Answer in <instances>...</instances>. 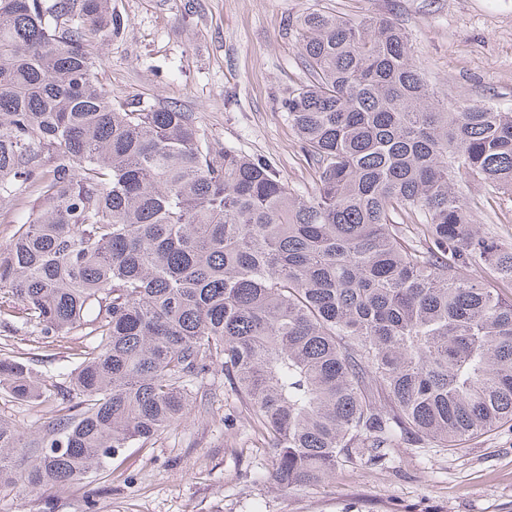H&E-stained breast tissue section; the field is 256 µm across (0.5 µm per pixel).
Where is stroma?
Masks as SVG:
<instances>
[{
    "label": "stroma",
    "mask_w": 512,
    "mask_h": 512,
    "mask_svg": "<svg viewBox=\"0 0 512 512\" xmlns=\"http://www.w3.org/2000/svg\"><path fill=\"white\" fill-rule=\"evenodd\" d=\"M119 35L99 40L98 79L113 99L174 105L224 147L272 164L312 191L282 100L306 82L297 22L315 10L389 16L442 96L512 109V0H112ZM72 338L0 326V356L31 354L58 376ZM213 398L151 443L133 444L67 489L21 496L0 512H512V422L451 452L400 448L378 466L341 462L333 479L282 493L246 406L214 368Z\"/></svg>",
    "instance_id": "35a3bbf8"
}]
</instances>
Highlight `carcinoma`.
<instances>
[{
	"mask_svg": "<svg viewBox=\"0 0 512 512\" xmlns=\"http://www.w3.org/2000/svg\"><path fill=\"white\" fill-rule=\"evenodd\" d=\"M111 0H0V324L74 336L66 386L0 359V484L82 480L190 411L212 368L281 491L345 458L448 448L512 422V243L475 193L512 195V112L443 102L393 19L312 12L283 108L316 176L288 187L175 106L112 99L93 37ZM48 408L0 394V417L17 423L25 430H35L47 424Z\"/></svg>",
	"mask_w": 512,
	"mask_h": 512,
	"instance_id": "obj_1",
	"label": "carcinoma"
}]
</instances>
